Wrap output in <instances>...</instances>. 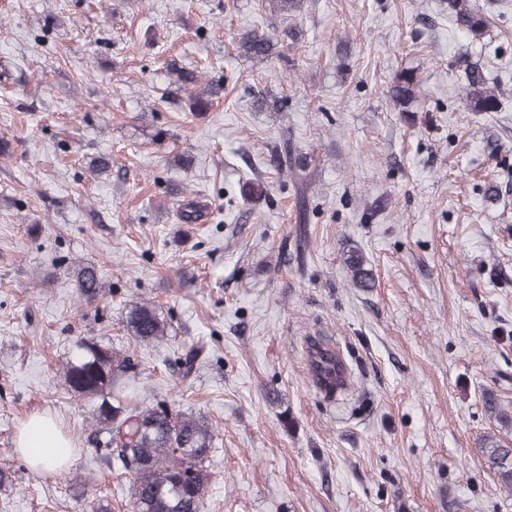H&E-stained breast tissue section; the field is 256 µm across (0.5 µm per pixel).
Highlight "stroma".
<instances>
[{"mask_svg":"<svg viewBox=\"0 0 512 512\" xmlns=\"http://www.w3.org/2000/svg\"><path fill=\"white\" fill-rule=\"evenodd\" d=\"M482 39L446 0H0V512H130V477L90 442L93 407L62 363L95 336L215 430L203 512H512L484 464L512 445V0H476ZM266 32L270 58L241 35ZM480 63L495 112L462 105ZM211 107L189 108L178 71ZM419 83L408 107L388 93ZM290 139L306 187L276 157ZM106 159V174L92 165ZM264 183L243 198L245 181ZM208 217L180 223L183 203ZM362 253L373 288L344 264ZM104 295L80 303L72 269ZM152 302L171 328L134 345ZM309 336L354 377L309 379ZM205 346L198 376L174 361ZM60 424L68 468L32 472L28 417ZM77 287L80 291V297L86 304L98 300L102 293L103 281L92 265L78 264L76 266ZM129 336L138 342L150 344L168 336L169 323L159 307L150 302L134 305L123 321Z\"/></svg>","mask_w":512,"mask_h":512,"instance_id":"obj_1","label":"stroma"}]
</instances>
